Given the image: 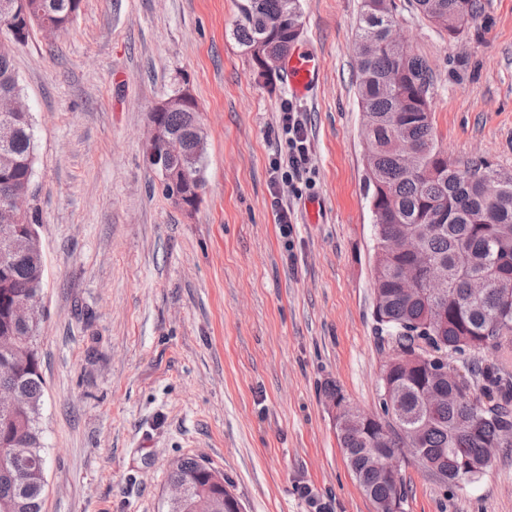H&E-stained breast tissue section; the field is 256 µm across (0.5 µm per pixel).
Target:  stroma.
Listing matches in <instances>:
<instances>
[{
    "label": "stroma",
    "mask_w": 512,
    "mask_h": 512,
    "mask_svg": "<svg viewBox=\"0 0 512 512\" xmlns=\"http://www.w3.org/2000/svg\"><path fill=\"white\" fill-rule=\"evenodd\" d=\"M236 2L81 0L66 32L34 30L14 52L45 260L44 512H165L185 457L223 473L243 512H375L326 397L336 386L377 412L388 355L355 84L362 0H302L299 42L321 61L305 98L256 78L232 34ZM394 3L433 73L440 145L512 173V0H482L456 39L415 0ZM184 86L206 133L191 211L163 194L143 149L151 108ZM289 104L311 164L276 179ZM278 199L292 210L286 238ZM400 474L404 512H512V448L462 486L410 455Z\"/></svg>",
    "instance_id": "1"
}]
</instances>
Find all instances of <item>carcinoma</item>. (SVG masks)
Wrapping results in <instances>:
<instances>
[{
    "label": "carcinoma",
    "mask_w": 512,
    "mask_h": 512,
    "mask_svg": "<svg viewBox=\"0 0 512 512\" xmlns=\"http://www.w3.org/2000/svg\"><path fill=\"white\" fill-rule=\"evenodd\" d=\"M28 13L11 18L0 12V91L19 90L12 51L24 41L12 29L31 28L48 20L66 31L80 0H26ZM417 9L436 27L456 38L465 25L482 13L481 0H416ZM240 21L233 35L246 52L264 43L274 55L285 56L291 39L266 32V22L283 19L288 30L301 22V0H239ZM394 21L388 0H363L354 41L357 97L375 165L367 175L370 199L378 200L372 212L375 241L392 233L417 237L430 262L446 267L448 280L440 288L426 283L419 270L422 294L405 295L397 280L405 268L417 264L412 253L393 251L374 258L375 304L381 315L378 334L389 337L403 355L415 353V341L429 337L417 332L432 305L445 308L446 327L439 337L441 349L455 353L493 348L512 354V174L491 167L485 160L460 163L439 147L431 117L429 90L431 72L411 50L386 40ZM162 122L173 132L185 133L192 122L187 109L162 113ZM14 130L0 139V198L32 183L35 164L32 121L18 117ZM417 155L420 173L405 167L400 146ZM492 177L501 183L490 196L481 181ZM16 255L0 260V363L17 366L11 383L22 402L18 410L0 407V512H43L47 457L39 419L44 381L40 371L37 337L39 326L17 325L13 305L31 300L42 291L43 276L38 237L25 225L13 233ZM487 279L486 292L470 296V282ZM428 359L402 360L382 378L390 393L393 418L387 423L370 422L350 432L336 428L337 439L349 468L375 508L385 510L389 500L404 499L402 483H390L381 473L380 459L373 455L378 441L391 450L407 447L415 435L418 447L445 478L481 474L489 465L487 448H512V380L499 365L473 362L468 377L456 383L434 381L440 395L426 400L431 381ZM477 421L466 431L461 422ZM168 480L187 486V498L167 505L165 512H195L198 501L207 498L210 512H224V474H212L194 457L178 460Z\"/></svg>",
    "instance_id": "cac0c4a2"
}]
</instances>
